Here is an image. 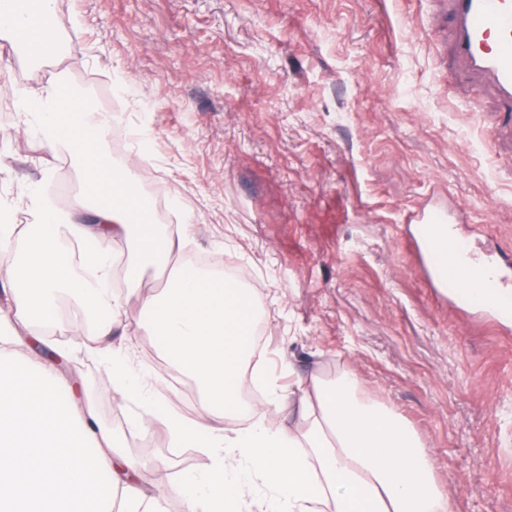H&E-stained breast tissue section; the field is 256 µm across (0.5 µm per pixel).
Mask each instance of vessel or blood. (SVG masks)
<instances>
[{
	"mask_svg": "<svg viewBox=\"0 0 512 512\" xmlns=\"http://www.w3.org/2000/svg\"><path fill=\"white\" fill-rule=\"evenodd\" d=\"M448 4L456 57L489 81L512 112V0H448ZM455 222L452 213L433 207L415 224L427 275L461 305L512 325V280L501 260L473 252L458 234L445 240L434 238L436 225Z\"/></svg>",
	"mask_w": 512,
	"mask_h": 512,
	"instance_id": "1",
	"label": "vessel or blood"
}]
</instances>
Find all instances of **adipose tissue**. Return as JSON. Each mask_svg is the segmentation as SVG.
<instances>
[{"label": "adipose tissue", "instance_id": "adipose-tissue-1", "mask_svg": "<svg viewBox=\"0 0 512 512\" xmlns=\"http://www.w3.org/2000/svg\"><path fill=\"white\" fill-rule=\"evenodd\" d=\"M0 37L37 58L56 56L55 0H0ZM22 109L50 149H67L92 177L82 213L59 208L34 184L24 193L33 223L21 230L0 224V273L14 286V317L25 325L50 320L64 295L104 335L124 314L112 287L116 247L133 255L129 286L147 272L166 273L161 289L143 298L145 317L133 328L161 338L168 360L195 381L199 419L162 414V388L138 374L128 348L98 356L114 392L144 407L133 429L163 424L172 447L212 457L201 479L178 484L183 512H239L251 482L273 491L268 512H320L327 498L334 512H452L415 433L364 397L351 372L330 383L299 380L287 394L299 412L294 426L226 429L225 418L245 408L239 383L254 302L222 275L174 267L192 215L166 232L140 209L135 175L113 169L103 151L109 116L87 109L66 77L25 97ZM18 237L27 248L16 258ZM25 344L0 335V512H163L161 494L143 489L140 465L97 426L91 406L63 398L66 384L53 367L20 358Z\"/></svg>", "mask_w": 512, "mask_h": 512}]
</instances>
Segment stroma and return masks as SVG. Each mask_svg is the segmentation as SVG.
<instances>
[{"label": "stroma", "mask_w": 512, "mask_h": 512, "mask_svg": "<svg viewBox=\"0 0 512 512\" xmlns=\"http://www.w3.org/2000/svg\"><path fill=\"white\" fill-rule=\"evenodd\" d=\"M66 47L29 65L0 39V83L14 102L0 123V192L65 178L77 205L83 175L23 128L19 102L66 75L91 107L111 113L105 149L124 167L149 144L147 182L195 222L185 255L234 265L261 311L254 356L269 391L228 428L288 423L272 390L296 378L357 375L376 403L422 441L453 512H512V327L458 307L423 272L411 220L421 207L462 208L460 231L479 252L512 251V112L456 58L443 0H56ZM126 248L113 256L129 318L159 289L130 290ZM88 330L57 335L90 394L99 426L176 485L208 470L201 449L180 459L140 447V413L106 389ZM149 332L132 337L137 370L166 390L164 410L191 420L185 393Z\"/></svg>", "instance_id": "stroma-1"}]
</instances>
